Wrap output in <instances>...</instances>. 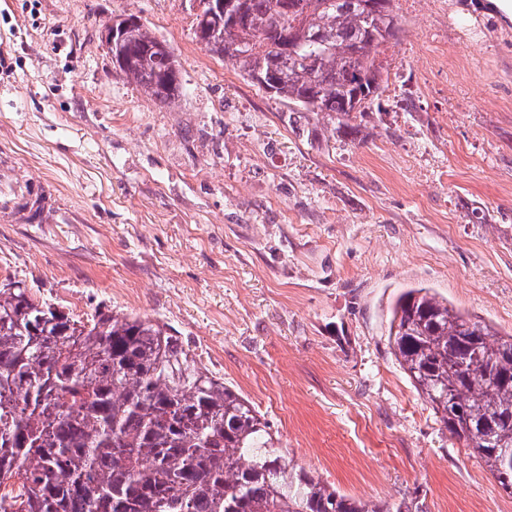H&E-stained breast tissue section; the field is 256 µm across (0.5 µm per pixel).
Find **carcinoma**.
Returning <instances> with one entry per match:
<instances>
[{"instance_id":"obj_1","label":"carcinoma","mask_w":512,"mask_h":512,"mask_svg":"<svg viewBox=\"0 0 512 512\" xmlns=\"http://www.w3.org/2000/svg\"><path fill=\"white\" fill-rule=\"evenodd\" d=\"M113 53L150 99L183 93L173 53L134 17ZM401 31L395 0H231L196 13L212 54L302 117L357 137L384 88L383 49ZM398 365L468 455L512 496V335L428 287L397 297ZM0 512H423L338 491L293 463L255 406L148 317L85 320L0 288Z\"/></svg>"}]
</instances>
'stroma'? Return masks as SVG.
Returning <instances> with one entry per match:
<instances>
[{"label": "stroma", "instance_id": "stroma-1", "mask_svg": "<svg viewBox=\"0 0 512 512\" xmlns=\"http://www.w3.org/2000/svg\"><path fill=\"white\" fill-rule=\"evenodd\" d=\"M486 2L398 0L382 109L350 141L208 53L194 0H0V149L39 208L0 221V286L169 325L341 493L512 512L389 338L417 286L512 334V21ZM130 14L180 64L171 104L102 45Z\"/></svg>", "mask_w": 512, "mask_h": 512}]
</instances>
